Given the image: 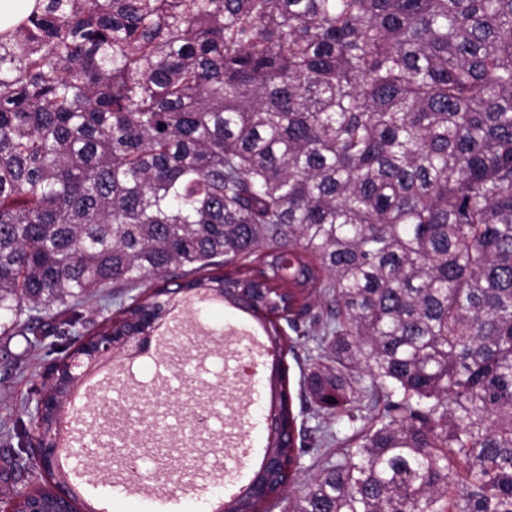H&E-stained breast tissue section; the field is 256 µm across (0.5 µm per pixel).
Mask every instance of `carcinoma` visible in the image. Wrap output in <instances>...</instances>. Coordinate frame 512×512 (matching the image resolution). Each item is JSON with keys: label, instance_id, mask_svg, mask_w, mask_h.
Returning a JSON list of instances; mask_svg holds the SVG:
<instances>
[{"label": "carcinoma", "instance_id": "carcinoma-1", "mask_svg": "<svg viewBox=\"0 0 512 512\" xmlns=\"http://www.w3.org/2000/svg\"><path fill=\"white\" fill-rule=\"evenodd\" d=\"M181 293L276 350L262 496L224 512L333 446L288 512H512V0H37L0 33V331L61 357L9 475L58 340L145 343Z\"/></svg>", "mask_w": 512, "mask_h": 512}]
</instances>
